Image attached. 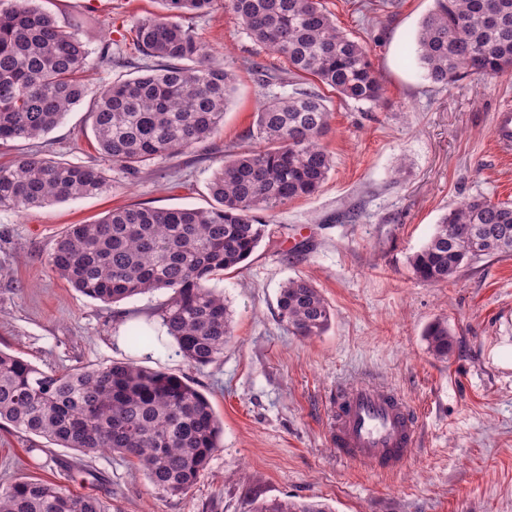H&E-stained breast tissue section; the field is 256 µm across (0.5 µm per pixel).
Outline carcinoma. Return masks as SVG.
Listing matches in <instances>:
<instances>
[{"label":"carcinoma","instance_id":"cac0c4a2","mask_svg":"<svg viewBox=\"0 0 512 512\" xmlns=\"http://www.w3.org/2000/svg\"><path fill=\"white\" fill-rule=\"evenodd\" d=\"M164 13L133 29L145 57L136 77L90 87L89 50L77 29L61 24L37 0L0 3V142L35 140L91 97V130L101 158L124 171L204 144L224 122L234 90L228 71L213 66L194 31L181 22L217 0H161ZM258 44L284 57L286 87L312 77L346 100L384 98L366 48L341 31L320 0H227ZM423 77L446 88L464 76L512 70V0H438L414 39ZM329 126L323 97L296 88L267 96L248 136L265 147L222 161L210 183L209 210L130 206L91 224H73L55 242L51 269L82 294L118 302L157 290L170 296L162 323L192 366L224 354L233 335L214 276L246 261L267 234L257 212L273 213L314 194L333 167L321 144ZM105 169L36 154L0 165V208L30 210L103 191ZM512 255V203L472 197L445 213L411 257L417 278L446 281L468 261ZM294 334L319 336L332 320L321 292L290 279L277 300ZM445 357L453 347L448 319L424 333ZM135 350L155 337L135 328ZM0 424L85 455L117 452L138 460L153 489L190 492L204 475L223 433L208 398L183 378L132 362L44 371L0 351ZM0 512H110L108 502L54 482L18 479L0 486ZM253 512H327L322 503L260 501Z\"/></svg>","mask_w":512,"mask_h":512}]
</instances>
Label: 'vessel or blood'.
Listing matches in <instances>:
<instances>
[{"mask_svg":"<svg viewBox=\"0 0 512 512\" xmlns=\"http://www.w3.org/2000/svg\"><path fill=\"white\" fill-rule=\"evenodd\" d=\"M495 139L503 152L512 151V104L494 113ZM417 416L389 390L362 386L339 392L329 436L337 454L347 462L377 474L401 470L418 446Z\"/></svg>","mask_w":512,"mask_h":512,"instance_id":"obj_1","label":"vessel or blood"}]
</instances>
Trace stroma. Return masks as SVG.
I'll return each instance as SVG.
<instances>
[{
  "mask_svg": "<svg viewBox=\"0 0 512 512\" xmlns=\"http://www.w3.org/2000/svg\"><path fill=\"white\" fill-rule=\"evenodd\" d=\"M59 20L77 23L90 50L86 76L101 82L138 75L132 29L162 13L160 0H42ZM349 37L368 50L384 99L371 108L322 88L331 112L322 143L334 166L313 195L264 214L268 235L239 269L212 280L233 319V337L216 361L193 367L163 334L167 291L105 303L82 295L48 258L73 224L141 204L208 209L209 185L224 156L259 147L248 137L270 86L263 71L288 63L256 44L225 5L184 23L234 74L236 91L219 131L205 144L128 173L113 167L109 186L29 211L0 208V350L63 372L134 361L187 378L224 424L220 448L200 482L181 496L153 490L135 459L95 456L0 428V482L35 477L83 494L111 497L112 512H252L258 500L313 501L331 512H512V255H487L451 279L418 280L410 259L441 216L483 196L512 202V156L494 140L492 116L512 102V71L471 76L439 88L402 59L436 0H396L379 10L361 0H321ZM124 65L99 63L103 48ZM89 102L36 141L0 144V164L27 153L99 163ZM320 290L332 321L322 335H295L278 316L288 280ZM444 317L448 356L423 338ZM159 342L131 350L130 326ZM375 385L417 411L421 445L397 475L382 477L341 460L328 425L337 391Z\"/></svg>",
  "mask_w": 512,
  "mask_h": 512,
  "instance_id": "stroma-1",
  "label": "stroma"
}]
</instances>
